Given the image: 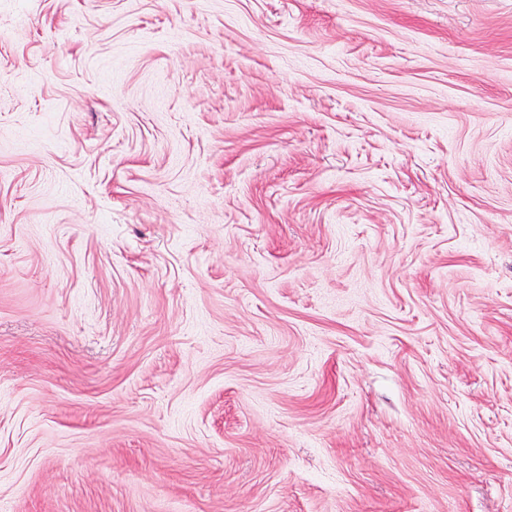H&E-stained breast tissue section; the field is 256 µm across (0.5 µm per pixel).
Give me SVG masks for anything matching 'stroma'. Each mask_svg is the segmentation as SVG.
<instances>
[{"label": "stroma", "mask_w": 512, "mask_h": 512, "mask_svg": "<svg viewBox=\"0 0 512 512\" xmlns=\"http://www.w3.org/2000/svg\"><path fill=\"white\" fill-rule=\"evenodd\" d=\"M0 512H512V0H0Z\"/></svg>", "instance_id": "1"}]
</instances>
